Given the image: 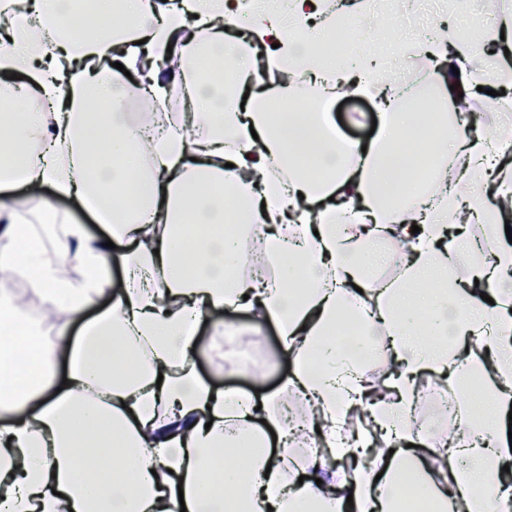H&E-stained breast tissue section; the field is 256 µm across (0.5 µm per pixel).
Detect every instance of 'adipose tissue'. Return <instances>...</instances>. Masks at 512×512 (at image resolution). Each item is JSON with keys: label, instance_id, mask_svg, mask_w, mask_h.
Wrapping results in <instances>:
<instances>
[{"label": "adipose tissue", "instance_id": "ef3b65f1", "mask_svg": "<svg viewBox=\"0 0 512 512\" xmlns=\"http://www.w3.org/2000/svg\"><path fill=\"white\" fill-rule=\"evenodd\" d=\"M319 2L240 0L243 35L228 40L224 0H168L160 12L151 0H0L10 18L0 77L26 78L0 104V190L50 185L108 216L103 235L78 224L57 235L51 203L33 225L0 199V272L23 268L47 308L87 317L77 335L59 324L45 347L0 293V512H395L409 467L442 512L512 500V450L491 432L512 404V212L500 206L512 198V150L500 129L464 117L427 139L435 169L402 152L421 115L398 80L381 79L380 50L404 62L403 40L384 39L375 0H337L364 36L321 56L336 30L317 19ZM189 20L207 34L190 46L179 42ZM171 45L187 66L139 70L142 55ZM415 45L434 108L453 111L458 83L475 104L512 112V19L482 24L477 42L449 25ZM487 46L503 53L498 72L478 64ZM201 56L229 59V84L208 81ZM286 67L293 80H281ZM171 81L197 107L192 126L170 112L159 137L137 136L116 102L162 101ZM300 82L324 99H369L378 134L346 148L326 138L318 112L293 107ZM421 178L433 190L419 204L409 189ZM232 197L245 201L244 223L264 225L263 253L289 254L277 280L232 276ZM472 224L486 255L460 279L452 254ZM388 241L400 244L401 267L382 282L374 266ZM65 259L81 281L62 275ZM222 308L276 326L289 369L275 393L199 376L197 331ZM348 316L384 329L383 380L365 343L345 351L332 340ZM59 356L67 384L56 393ZM471 373L490 381L455 420L468 444L437 434L419 456L422 376L448 384ZM290 394L306 401L320 447L295 468L280 415Z\"/></svg>", "mask_w": 512, "mask_h": 512}]
</instances>
